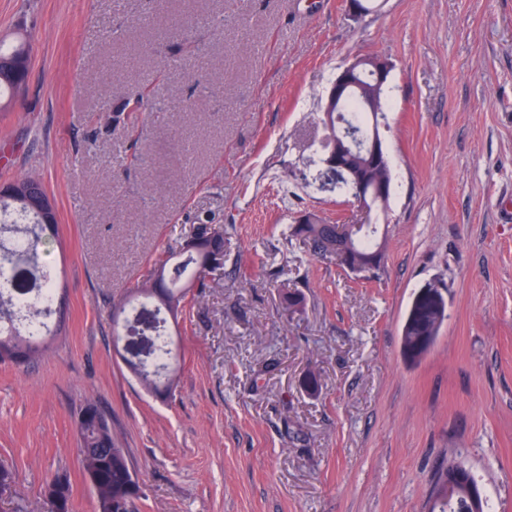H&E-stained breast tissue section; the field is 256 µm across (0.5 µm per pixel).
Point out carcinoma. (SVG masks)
<instances>
[{"mask_svg": "<svg viewBox=\"0 0 512 512\" xmlns=\"http://www.w3.org/2000/svg\"><path fill=\"white\" fill-rule=\"evenodd\" d=\"M31 60L29 44L20 42L7 44L0 40V96L4 92L15 95L25 88L27 72L17 68L21 60ZM374 85L369 77L360 80L345 102L346 120L351 128L360 131L378 128L379 120L386 119L387 94H382L379 111L370 112L363 100L365 89ZM345 236L336 235V225L311 220L306 224L289 226L290 237L307 244L315 255H330L339 265L358 266L362 273L372 274L380 270L386 251V237L380 235L378 220L370 217L365 224H348ZM39 232L26 237V245L0 254V260L14 269H24L30 275L44 282L48 295H53L51 277L36 275L34 259L44 244L45 231L55 232L56 225L41 224ZM216 235L201 246L186 247L184 251L172 253L161 251L155 254V278L133 291L113 313V335H125L131 339L148 333L153 337L152 349L138 362H130V370L139 383L150 394L164 397L171 394L177 372L182 364V353L172 335L165 333L166 319L163 314L179 313L194 306L197 297L192 289L204 286V280L211 274L224 273V229L215 228ZM7 288L0 287V363H24L37 358L45 348L46 341L54 332L33 336L25 330V323L39 315L33 310L25 314L15 312L4 299ZM447 319L424 311L413 318L408 310L402 327V352L409 359L417 358L411 353L418 339L430 337L435 342ZM84 419L79 427V444L83 464L96 474L94 489L97 495V509L100 512H135L140 490L130 486L129 456L112 435L109 424H96L100 414L97 406L90 402L83 408ZM456 462L448 463L446 472L452 483L447 499L435 506L431 512H473L468 486L474 482L472 475L453 472ZM49 512H72L70 478L67 474L56 475L44 491Z\"/></svg>", "mask_w": 512, "mask_h": 512, "instance_id": "cac0c4a2", "label": "carcinoma"}]
</instances>
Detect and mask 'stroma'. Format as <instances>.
Here are the masks:
<instances>
[{
    "label": "stroma",
    "mask_w": 512,
    "mask_h": 512,
    "mask_svg": "<svg viewBox=\"0 0 512 512\" xmlns=\"http://www.w3.org/2000/svg\"><path fill=\"white\" fill-rule=\"evenodd\" d=\"M0 0V37L32 48L0 111V185L39 178L58 232V333L30 364H0V512H47L70 476L97 512L76 423L94 403L126 448L139 512H429L449 460L512 512V0ZM394 65L383 144L386 260L363 280L288 226L307 212L361 224L318 190L312 145L340 69ZM163 102L135 109L143 89ZM224 230V273L173 325L184 366L147 393L112 335V306L178 251L198 217ZM448 318L402 354L415 294ZM302 302L284 311L281 297ZM315 371L322 388L299 380ZM417 306H427L432 310H443L447 308V301L442 288L428 285L421 288L413 300ZM49 512H72L70 478L66 473L56 475L44 491Z\"/></svg>",
    "instance_id": "1"
}]
</instances>
